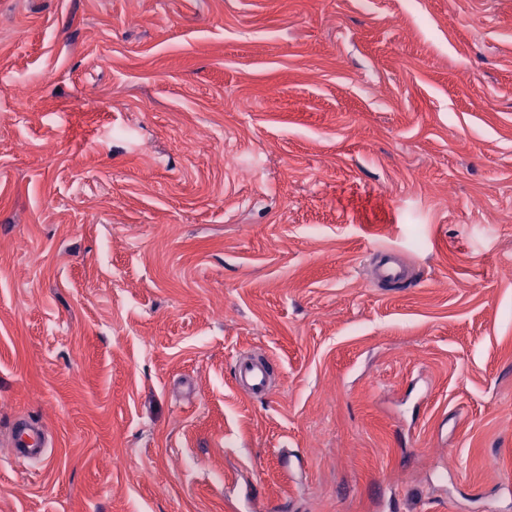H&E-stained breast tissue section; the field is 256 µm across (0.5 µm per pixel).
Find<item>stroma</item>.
<instances>
[{
  "label": "stroma",
  "instance_id": "stroma-1",
  "mask_svg": "<svg viewBox=\"0 0 512 512\" xmlns=\"http://www.w3.org/2000/svg\"><path fill=\"white\" fill-rule=\"evenodd\" d=\"M506 267L512 0H0V512H512ZM375 262L370 269V278L379 288L397 285H409L414 280L411 268L397 257V251L391 247H378L373 250ZM234 374L238 387L245 395L262 398L270 393L269 370L263 358H237ZM44 434L40 426L24 422L12 432L8 446L14 456H24L41 452Z\"/></svg>",
  "mask_w": 512,
  "mask_h": 512
}]
</instances>
